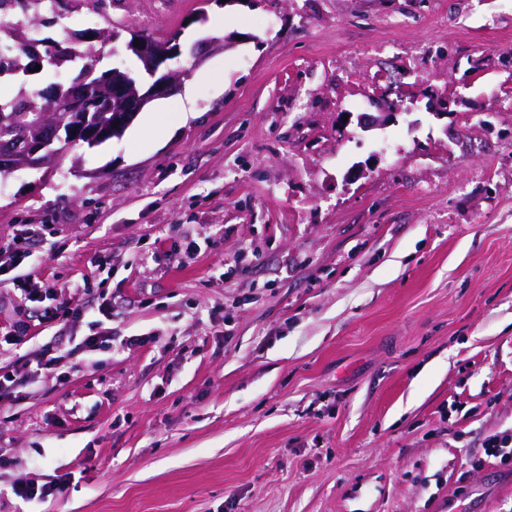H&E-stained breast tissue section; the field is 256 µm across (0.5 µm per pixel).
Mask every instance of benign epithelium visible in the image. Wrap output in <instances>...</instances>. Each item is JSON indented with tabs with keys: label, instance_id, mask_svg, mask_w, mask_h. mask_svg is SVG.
<instances>
[{
	"label": "benign epithelium",
	"instance_id": "7a95c632",
	"mask_svg": "<svg viewBox=\"0 0 512 512\" xmlns=\"http://www.w3.org/2000/svg\"><path fill=\"white\" fill-rule=\"evenodd\" d=\"M137 42L140 43L138 47L135 46ZM127 49L153 77V82L140 92L129 85L126 75L119 69H112L109 80L111 93L105 102V111L112 113V121L117 123V127L110 126L103 130L86 119L80 123L67 122V117L83 111L89 100L90 91L85 81L79 80L64 93L51 91L46 94L51 112L27 126V134L22 141L0 143V170L11 173L49 165L58 158V152H51L48 147L58 140L68 145L80 142L94 145L108 138L119 137L148 102L172 95L178 90L179 74L169 68V62L182 55L179 44L157 42L135 35L127 43ZM393 116V112H381L377 117L362 113L358 116V125L362 129H373L392 121Z\"/></svg>",
	"mask_w": 512,
	"mask_h": 512
}]
</instances>
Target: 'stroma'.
Listing matches in <instances>:
<instances>
[{
  "label": "stroma",
  "instance_id": "stroma-1",
  "mask_svg": "<svg viewBox=\"0 0 512 512\" xmlns=\"http://www.w3.org/2000/svg\"><path fill=\"white\" fill-rule=\"evenodd\" d=\"M89 12L41 33L117 32L99 68L133 74L131 32L174 38L186 73L121 137L0 178V238L58 225L37 270L85 312L40 323L0 279V335H32L0 367L70 352L0 391V512H512L485 453L512 430V0Z\"/></svg>",
  "mask_w": 512,
  "mask_h": 512
}]
</instances>
